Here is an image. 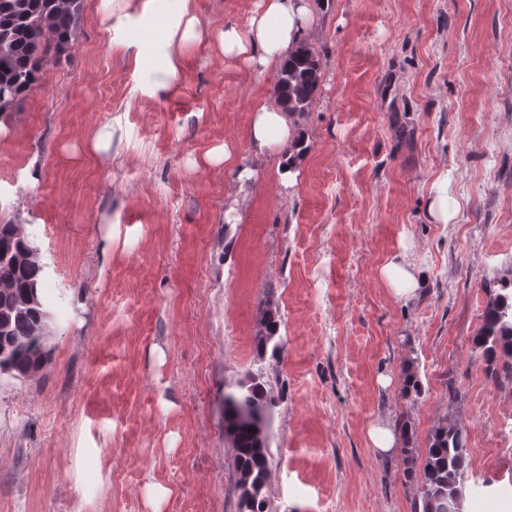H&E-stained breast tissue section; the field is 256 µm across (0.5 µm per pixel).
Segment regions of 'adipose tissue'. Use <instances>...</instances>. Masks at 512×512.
Here are the masks:
<instances>
[{
    "mask_svg": "<svg viewBox=\"0 0 512 512\" xmlns=\"http://www.w3.org/2000/svg\"><path fill=\"white\" fill-rule=\"evenodd\" d=\"M308 21L306 0H260L246 29L225 27L219 36L220 49L227 55L246 56L259 69H276L283 64ZM200 35L192 0H179L178 8L164 20L163 65L155 81L157 88H165L176 76L184 46ZM296 138L297 128L290 121L278 90H270L267 98L253 110L250 126L253 148L273 151Z\"/></svg>",
    "mask_w": 512,
    "mask_h": 512,
    "instance_id": "adipose-tissue-1",
    "label": "adipose tissue"
}]
</instances>
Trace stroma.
Returning <instances> with one entry per match:
<instances>
[{"label":"stroma","mask_w":512,"mask_h":512,"mask_svg":"<svg viewBox=\"0 0 512 512\" xmlns=\"http://www.w3.org/2000/svg\"><path fill=\"white\" fill-rule=\"evenodd\" d=\"M307 2L321 85L294 119L292 188L248 136L275 70L216 40L257 0H193L203 33L164 90L178 0H81L79 41L0 114V224L38 249L50 316L42 371L0 376V512H239L224 394L259 367L277 401L266 512H414L402 441L369 438L404 419L421 453L462 426L464 512H512V387L470 347L486 283L512 269V0ZM104 127L106 162L88 146ZM227 148L230 169L211 160ZM442 173L455 218L435 224ZM403 254L420 287L400 298L381 268ZM264 299L276 360L257 355Z\"/></svg>","instance_id":"1"}]
</instances>
